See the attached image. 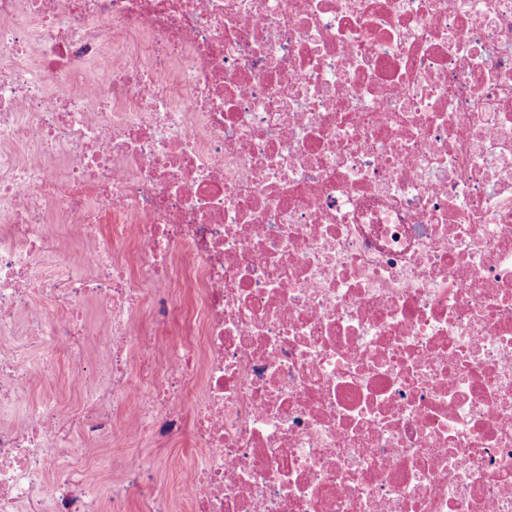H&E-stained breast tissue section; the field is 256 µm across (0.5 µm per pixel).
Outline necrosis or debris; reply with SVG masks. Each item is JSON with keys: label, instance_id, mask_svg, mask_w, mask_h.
<instances>
[{"label": "necrosis or debris", "instance_id": "necrosis-or-debris-1", "mask_svg": "<svg viewBox=\"0 0 512 512\" xmlns=\"http://www.w3.org/2000/svg\"><path fill=\"white\" fill-rule=\"evenodd\" d=\"M89 302L100 380L28 403ZM0 335V512L115 438L189 440L190 512H512V0H0Z\"/></svg>", "mask_w": 512, "mask_h": 512}]
</instances>
